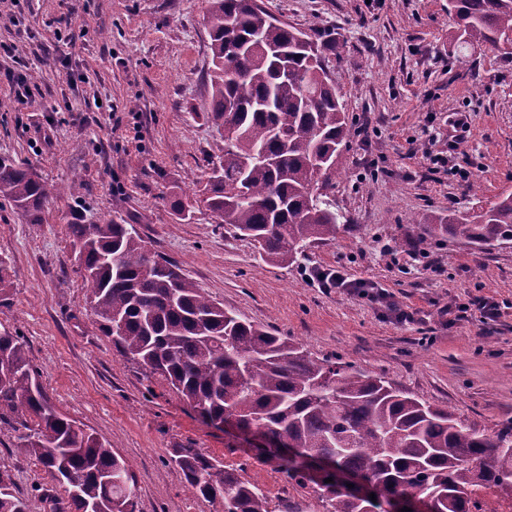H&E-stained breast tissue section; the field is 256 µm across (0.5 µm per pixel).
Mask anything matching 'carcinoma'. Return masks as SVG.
Listing matches in <instances>:
<instances>
[{
    "instance_id": "cac0c4a2",
    "label": "carcinoma",
    "mask_w": 512,
    "mask_h": 512,
    "mask_svg": "<svg viewBox=\"0 0 512 512\" xmlns=\"http://www.w3.org/2000/svg\"><path fill=\"white\" fill-rule=\"evenodd\" d=\"M458 48L504 50L512 37V0H448ZM211 109L224 130L219 166L199 197L217 224L253 240L273 264H286L308 243L336 237L339 216L317 197L339 175V146L348 135L335 84L311 61L330 44L293 26L273 24L257 3L212 0L208 15ZM240 42L236 74L224 72ZM47 185L30 168L0 159V197L30 224L42 220ZM103 333L124 354L163 376L208 422L234 423L261 434V462L287 482L314 485L323 512H381L396 500L430 498L434 512H469L481 487L512 490V420L486 434L420 402L380 377L331 359L311 357L285 336L224 311L178 268L143 245L133 228L110 221L71 224ZM430 232L474 247L512 241V194L474 219L436 217ZM21 430L16 448L32 457L59 492L41 489L50 512H135L136 479L112 446L59 414L36 381L22 338L0 333V420ZM331 465L319 480L292 456ZM172 462L198 495L224 500V512H269L266 496L235 469L194 448ZM369 482L376 501L338 486V475ZM333 482L328 483L326 479ZM0 512H34L0 471Z\"/></svg>"
}]
</instances>
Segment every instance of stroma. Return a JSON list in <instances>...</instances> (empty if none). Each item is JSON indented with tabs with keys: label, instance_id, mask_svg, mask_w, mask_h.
<instances>
[{
	"label": "stroma",
	"instance_id": "1",
	"mask_svg": "<svg viewBox=\"0 0 512 512\" xmlns=\"http://www.w3.org/2000/svg\"><path fill=\"white\" fill-rule=\"evenodd\" d=\"M276 20L331 42L324 66L349 121L367 125L340 147L329 190L342 226L295 261L268 262L229 224L176 202L204 184L222 135L212 125L209 0H0V158L32 166L53 189L42 221L0 198V331L21 336L56 409L111 444L137 480L136 512H224L194 493L171 461L193 448L267 496L270 512H322L312 489L250 458L244 442L207 423L158 374L123 355L87 301L73 224L132 225L146 246L240 318L268 326L315 358L384 377L420 400L493 432L512 419V241L469 248L428 235V220L473 215L512 194V57L483 46L458 60L448 0H259ZM71 18L85 34L68 39ZM471 125L450 153L460 115ZM473 173L464 182L459 172ZM425 252L435 269L418 261ZM343 266L413 312L396 322L345 288L318 289L311 267ZM499 303L447 322L445 308ZM0 422V469L34 501L51 479Z\"/></svg>",
	"mask_w": 512,
	"mask_h": 512
}]
</instances>
